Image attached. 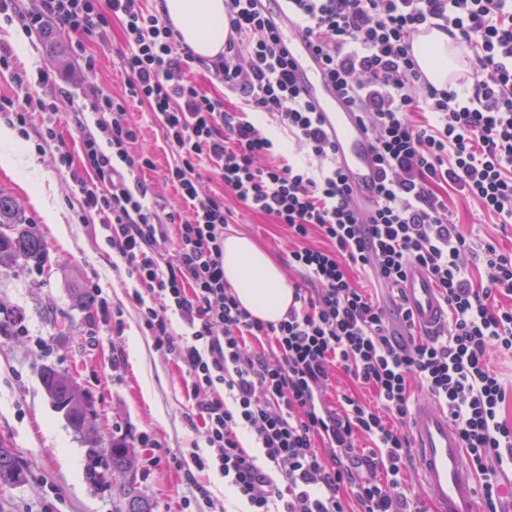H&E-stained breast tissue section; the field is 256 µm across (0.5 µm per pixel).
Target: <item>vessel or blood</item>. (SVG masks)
<instances>
[{
	"label": "vessel or blood",
	"instance_id": "obj_1",
	"mask_svg": "<svg viewBox=\"0 0 512 512\" xmlns=\"http://www.w3.org/2000/svg\"><path fill=\"white\" fill-rule=\"evenodd\" d=\"M282 47L288 54L298 86L323 118V126L335 142L341 168L348 177L351 200L358 209L371 208L381 182L374 142L358 113L339 98L326 68L308 40L296 32L287 14L275 17ZM401 293L420 333H434L445 322V312L430 278L408 272ZM414 455L426 493L437 512H479V493L463 450L460 434L448 413L436 402L416 403L410 426Z\"/></svg>",
	"mask_w": 512,
	"mask_h": 512
}]
</instances>
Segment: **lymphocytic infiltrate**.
Listing matches in <instances>:
<instances>
[{
  "label": "lymphocytic infiltrate",
  "mask_w": 512,
  "mask_h": 512,
  "mask_svg": "<svg viewBox=\"0 0 512 512\" xmlns=\"http://www.w3.org/2000/svg\"><path fill=\"white\" fill-rule=\"evenodd\" d=\"M298 32L326 66L337 92L360 112L375 143L382 182L369 212L356 210L336 144L301 94L263 0H224L230 34L211 63L241 106L200 92L195 58L177 32L141 0H37L21 10L0 0V18L26 33L44 25L93 35L109 18L123 31L124 90L90 89L71 119L82 159L59 153L84 208L101 217L157 349L190 379L191 418L202 422L209 458H177L185 475L215 468L246 512H426L407 488L408 434L416 393L441 404L457 426L481 481L484 512H504L512 470V400L492 365L512 354V252L474 247L455 224L450 187L498 223L512 224V0H282ZM448 32L471 55L467 87H436L420 70L413 37ZM22 101H0V116L56 139L58 114L36 80L15 74ZM147 104L175 153L165 178L180 192L184 217L160 214L139 177L153 168L136 150L128 101ZM275 114L318 162L317 171L281 165L274 142L250 121ZM217 172L223 194L200 189V165ZM287 227L305 287L284 319L252 318L224 281V226L231 204ZM175 224V258L156 250ZM317 233L324 247L307 246ZM424 271L448 312L445 329L415 333L405 303L391 321L352 277L360 271L398 291L410 269ZM185 331L176 333L174 320ZM268 337L264 352L248 338ZM353 388L328 398L336 372ZM368 397H361V390ZM260 450L249 454L238 432ZM371 447H361V439Z\"/></svg>",
  "instance_id": "f902f5d3"
}]
</instances>
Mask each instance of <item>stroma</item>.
<instances>
[{
  "instance_id": "35a3bbf8",
  "label": "stroma",
  "mask_w": 512,
  "mask_h": 512,
  "mask_svg": "<svg viewBox=\"0 0 512 512\" xmlns=\"http://www.w3.org/2000/svg\"><path fill=\"white\" fill-rule=\"evenodd\" d=\"M24 37L25 52L14 62L31 75L42 68L55 73V84L44 91L48 101L67 97L80 104L93 87L121 90L119 21H109L90 38L58 32L67 48L63 63L47 51L41 35ZM89 54L95 58L91 68L85 64ZM129 112L142 144L156 159V170L141 175L151 201L160 213L182 212L185 205L176 188L161 178L171 150L151 112L137 102L130 103ZM41 122V114H33L31 136L19 140L25 167H0V189L17 200L49 246L45 268L21 263L0 270V304L24 317L21 335L0 336V439L15 448L25 465L20 483L0 487V512H112L109 487L95 489L85 481L84 446L50 403L39 376L45 365L67 372L90 393L104 437L125 435L133 442L139 455L138 488L155 512H182L192 487L175 459L202 440L186 417L192 404L188 377L155 347L132 298L135 282L112 266L100 217L84 215L80 195L54 167L58 152L80 158L77 130L60 122L57 140L40 151L36 132ZM448 205L473 242L489 240L512 250V229L495 224L474 202L452 193ZM48 208L59 214L61 224L46 223ZM224 230L250 235L283 263L293 283H301L300 273L288 264L293 242L286 226L237 206ZM79 293L94 298L91 321H84L75 306Z\"/></svg>"
}]
</instances>
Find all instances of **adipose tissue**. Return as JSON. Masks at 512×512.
<instances>
[{"mask_svg": "<svg viewBox=\"0 0 512 512\" xmlns=\"http://www.w3.org/2000/svg\"><path fill=\"white\" fill-rule=\"evenodd\" d=\"M156 10L196 57L209 62L223 53L229 36L224 0H157ZM448 41V33L437 28L415 41V57L422 72L439 87L452 75ZM224 281L242 308L266 323L280 322L293 302L294 289L281 265L240 232L224 238Z\"/></svg>", "mask_w": 512, "mask_h": 512, "instance_id": "obj_1", "label": "adipose tissue"}]
</instances>
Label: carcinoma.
I'll return each mask as SVG.
<instances>
[{"label":"carcinoma","mask_w":512,"mask_h":512,"mask_svg":"<svg viewBox=\"0 0 512 512\" xmlns=\"http://www.w3.org/2000/svg\"><path fill=\"white\" fill-rule=\"evenodd\" d=\"M43 265L48 245L33 231L15 199L0 190V267L17 260ZM43 386L54 408L63 413L86 447V479L93 486H112L113 512H154L152 503L137 491V463L132 446L123 436L105 441L87 422L96 415L94 400L68 376L52 367L40 372ZM24 468L13 449L0 442V486L14 485Z\"/></svg>","instance_id":"carcinoma-1"}]
</instances>
